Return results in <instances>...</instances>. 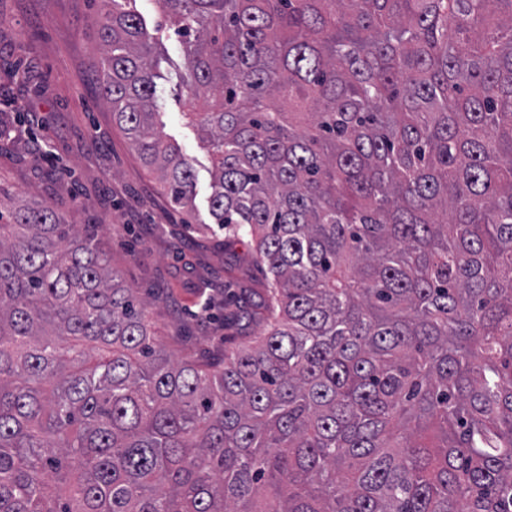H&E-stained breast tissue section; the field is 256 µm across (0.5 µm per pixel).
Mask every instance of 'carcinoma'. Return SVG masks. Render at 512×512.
I'll return each mask as SVG.
<instances>
[{
  "label": "carcinoma",
  "mask_w": 512,
  "mask_h": 512,
  "mask_svg": "<svg viewBox=\"0 0 512 512\" xmlns=\"http://www.w3.org/2000/svg\"><path fill=\"white\" fill-rule=\"evenodd\" d=\"M124 2L99 88L190 213ZM156 2L262 332L172 357L93 236L8 202L0 512H512V0Z\"/></svg>",
  "instance_id": "cac0c4a2"
}]
</instances>
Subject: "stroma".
Returning a JSON list of instances; mask_svg holds the SVG:
<instances>
[{"label": "stroma", "mask_w": 512, "mask_h": 512, "mask_svg": "<svg viewBox=\"0 0 512 512\" xmlns=\"http://www.w3.org/2000/svg\"><path fill=\"white\" fill-rule=\"evenodd\" d=\"M156 43V125L193 160L196 205L173 208L99 96L100 0H0V184L13 196L94 224L112 266L137 296L166 350L211 357L245 343L226 325V294L263 292L247 233L228 236L208 210L212 157L185 114V51L157 26L155 0H127ZM240 270L226 273L230 256Z\"/></svg>", "instance_id": "stroma-1"}]
</instances>
